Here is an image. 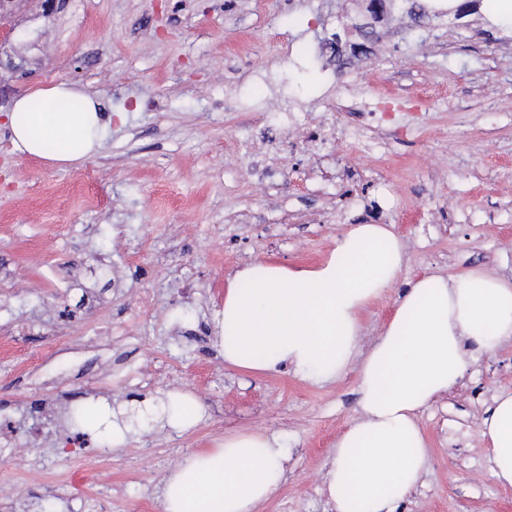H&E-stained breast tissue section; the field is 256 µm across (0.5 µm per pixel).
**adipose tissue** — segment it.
<instances>
[{"label":"adipose tissue","instance_id":"adipose-tissue-1","mask_svg":"<svg viewBox=\"0 0 512 512\" xmlns=\"http://www.w3.org/2000/svg\"><path fill=\"white\" fill-rule=\"evenodd\" d=\"M76 85L35 87L7 116L22 153L69 165L95 155L106 125ZM405 258L390 224H355L311 268L256 261L228 280L217 326L224 365L247 373L289 369L315 383L358 367V415L336 439L325 473L335 512H396L428 468L417 413L463 377L466 348L512 341V277L484 269L426 272L407 282L389 322L360 353L363 315L395 282ZM481 433L492 474L512 487V394L498 397ZM276 436L226 433L166 477L163 512H257L284 479Z\"/></svg>","mask_w":512,"mask_h":512}]
</instances>
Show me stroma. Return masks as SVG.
<instances>
[{"label":"stroma","mask_w":512,"mask_h":512,"mask_svg":"<svg viewBox=\"0 0 512 512\" xmlns=\"http://www.w3.org/2000/svg\"><path fill=\"white\" fill-rule=\"evenodd\" d=\"M337 0H28L21 68L0 70V512H160L168 470L234 430L277 436L288 476L262 512H332L324 465L355 416L357 370L316 384L284 370L226 368L214 315L224 284L257 260L314 266L349 225H394L405 261L366 312L370 346L406 282L485 267L512 276V16L497 0L454 24L409 28L406 0L373 49L338 73L318 43L335 21L349 51L363 16ZM276 75L320 119L325 93L412 108L337 116L330 185L307 181L309 146L281 148L282 187L304 224H254L265 195L246 157L243 110ZM95 94L112 123L95 156L69 166L14 149L3 116L35 84ZM367 126L378 151L360 150ZM512 391V342L469 351L458 386L418 413L428 470L401 512H512L480 422ZM189 394L194 427L143 425L121 447L69 408L111 416Z\"/></svg>","instance_id":"1"}]
</instances>
